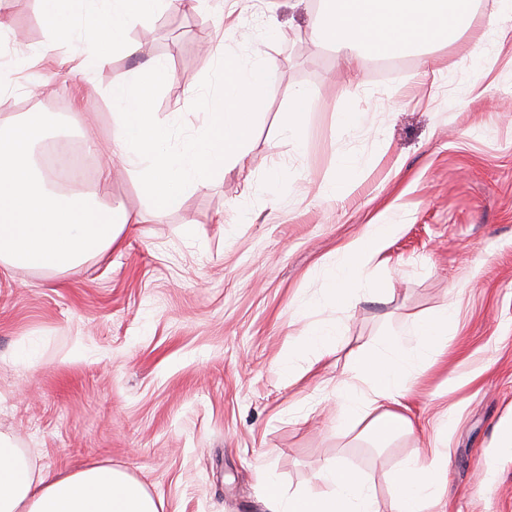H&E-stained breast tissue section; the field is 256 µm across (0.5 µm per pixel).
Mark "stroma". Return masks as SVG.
Returning <instances> with one entry per match:
<instances>
[{
  "mask_svg": "<svg viewBox=\"0 0 512 512\" xmlns=\"http://www.w3.org/2000/svg\"><path fill=\"white\" fill-rule=\"evenodd\" d=\"M472 7L479 31L395 58L389 71L364 53L354 76L317 43L323 0H277L273 27L259 2L238 0L230 24L209 0L130 31L174 75L156 115L190 133L203 121L190 104L215 66L199 43L223 41L277 81L247 171L157 215L114 165L108 186L94 177L84 190L143 223L79 269L0 276V434L35 470L109 464L164 512H268V485L301 494L335 460L391 512L395 469L438 452L441 495L425 512H512V447L501 442L512 424V12L501 0ZM8 10L22 48L45 42L38 0ZM78 36L37 66L40 97L27 98L22 64L0 71L31 111L76 112L65 140L82 150L94 139L96 171L112 138L108 92L144 57L113 52L76 106L60 61ZM296 89L312 98L300 145L281 133ZM341 175L346 191L327 197ZM372 224L396 227L370 267L376 294L357 287L350 302L325 303L342 248ZM444 307L455 315L448 346L406 384L415 432L377 448L340 429L336 386L355 357L387 340L417 350L415 322ZM318 320L339 325L334 351L290 352Z\"/></svg>",
  "mask_w": 512,
  "mask_h": 512,
  "instance_id": "1",
  "label": "stroma"
}]
</instances>
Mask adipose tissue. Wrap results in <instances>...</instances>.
<instances>
[{
	"label": "adipose tissue",
	"mask_w": 512,
	"mask_h": 512,
	"mask_svg": "<svg viewBox=\"0 0 512 512\" xmlns=\"http://www.w3.org/2000/svg\"><path fill=\"white\" fill-rule=\"evenodd\" d=\"M199 0H40L42 17L53 35L69 30L74 17L84 29L75 47L82 69L103 67L109 51L120 48L139 56L143 46L128 33L138 21L173 7L197 9ZM328 9L316 29L318 42L332 46L344 65L355 68L360 48L401 56L429 42H455L478 24L471 0H326ZM55 114L31 112L18 123L0 127V273L16 269L66 272L97 258L120 241L127 225L141 223L139 214L104 205L84 196L50 190L36 177L30 149L45 140ZM394 227L371 225L363 238L346 246L328 288L327 298L346 300L352 281L385 249ZM454 317L441 309L414 328L423 347L410 354L395 344L356 357L349 376L336 388L343 429L362 426L365 435L382 443L413 431L403 403L413 369L429 360L447 340ZM439 459L405 460L392 474V512H422L433 495ZM271 512H377L366 479L338 462H326L315 487L282 501L268 486ZM0 512H163L161 502L143 484L107 464L66 475L36 473L11 439L0 435Z\"/></svg>",
	"instance_id": "1"
}]
</instances>
